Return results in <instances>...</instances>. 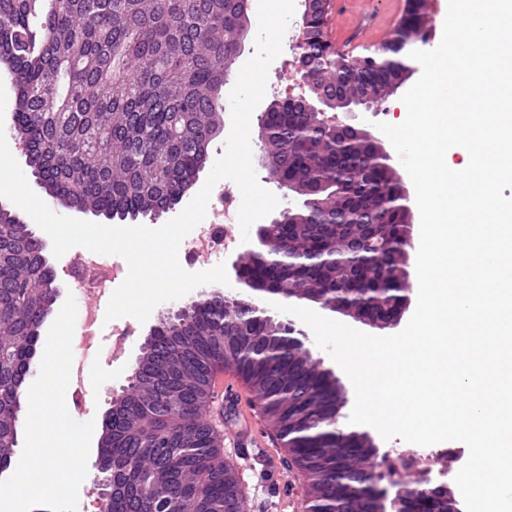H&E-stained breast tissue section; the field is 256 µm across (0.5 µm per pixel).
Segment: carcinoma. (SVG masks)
Returning a JSON list of instances; mask_svg holds the SVG:
<instances>
[{
	"label": "carcinoma",
	"mask_w": 512,
	"mask_h": 512,
	"mask_svg": "<svg viewBox=\"0 0 512 512\" xmlns=\"http://www.w3.org/2000/svg\"><path fill=\"white\" fill-rule=\"evenodd\" d=\"M329 0L302 19L296 63L313 89L346 105L380 102L405 70L402 52L428 44L423 0L382 49L360 60L326 43ZM245 0H0V75L14 93L15 135L26 162L57 203L108 219L135 220L172 209L195 184L223 124L224 88L240 56ZM322 116L284 99L263 113L264 151L283 177L304 186L285 211L303 225L280 255V227L263 225L268 257L309 255L328 245L347 255L353 239L370 262L352 270L375 308L410 287L401 260L406 199L367 135L324 126ZM289 300L323 298L332 276L293 265L275 282ZM55 284L39 237L0 206V472L15 454L20 399L32 376ZM293 332L240 305L202 294L182 318L163 316L145 368L112 405L99 438L110 512H247L234 467L204 419L209 380L232 368L308 479L311 512H365L348 480L369 467L360 433L336 436L339 407L329 373Z\"/></svg>",
	"instance_id": "carcinoma-1"
}]
</instances>
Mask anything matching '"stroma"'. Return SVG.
Instances as JSON below:
<instances>
[{
  "label": "stroma",
  "instance_id": "obj_1",
  "mask_svg": "<svg viewBox=\"0 0 512 512\" xmlns=\"http://www.w3.org/2000/svg\"><path fill=\"white\" fill-rule=\"evenodd\" d=\"M334 7L328 19L327 38L335 46L350 43V58L359 59L368 55L374 46L391 39L400 26L406 11V0H333ZM371 19L366 37L353 39L352 34L362 16ZM295 44L283 41L281 54L268 69L266 91L263 102L254 110L250 125L258 127L269 101L284 97L285 89L296 77L292 61ZM400 93H393L385 101L370 109L359 108L344 113L347 124L378 135V123L394 122L400 113ZM178 301L158 305L156 315L147 323L135 324V333L124 345L121 357L112 359L107 355L114 342L113 327L102 324L98 327L99 343L105 351L104 357L90 359L87 367L88 380L103 382V390L90 389L85 402H78L74 391H67L65 402L70 415L79 422L93 421L102 426L104 416L113 398L126 388L132 376L141 346L152 326L157 325L159 313L177 309ZM207 421L222 438L225 458L233 463L246 491L248 512H305V480L296 468L287 466L288 454L276 434L267 426L258 403L248 388H241L222 409H208Z\"/></svg>",
  "mask_w": 512,
  "mask_h": 512
}]
</instances>
